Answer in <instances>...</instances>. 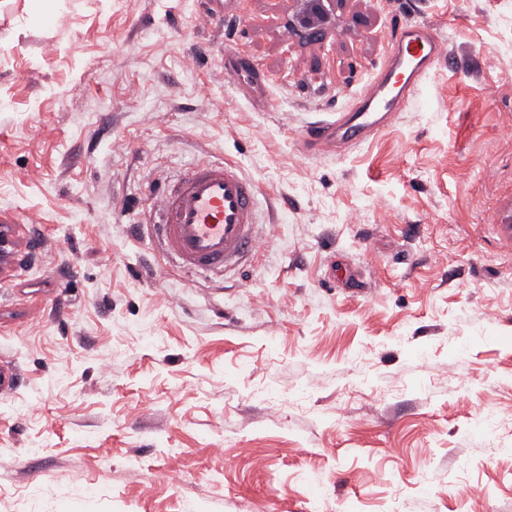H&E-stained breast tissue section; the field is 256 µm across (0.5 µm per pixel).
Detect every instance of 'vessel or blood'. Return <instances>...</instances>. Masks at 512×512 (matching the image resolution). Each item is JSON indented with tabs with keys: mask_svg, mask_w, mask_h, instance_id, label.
<instances>
[{
	"mask_svg": "<svg viewBox=\"0 0 512 512\" xmlns=\"http://www.w3.org/2000/svg\"><path fill=\"white\" fill-rule=\"evenodd\" d=\"M442 55L430 28L398 26L388 64L374 91L332 122L308 127L304 148L360 142L380 131L387 113L413 96ZM257 186L230 162L196 165L159 195L149 226L168 258L189 272L227 273L259 256Z\"/></svg>",
	"mask_w": 512,
	"mask_h": 512,
	"instance_id": "b4317fda",
	"label": "vessel or blood"
}]
</instances>
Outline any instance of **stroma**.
<instances>
[{
  "label": "stroma",
  "mask_w": 512,
  "mask_h": 512,
  "mask_svg": "<svg viewBox=\"0 0 512 512\" xmlns=\"http://www.w3.org/2000/svg\"><path fill=\"white\" fill-rule=\"evenodd\" d=\"M296 7L0 0V512H512V0H349L319 42ZM405 23L418 93L303 149ZM224 161L266 245L194 275L144 224Z\"/></svg>",
  "instance_id": "1"
}]
</instances>
